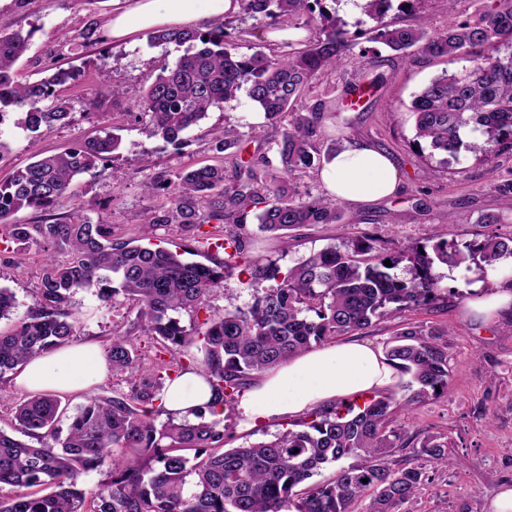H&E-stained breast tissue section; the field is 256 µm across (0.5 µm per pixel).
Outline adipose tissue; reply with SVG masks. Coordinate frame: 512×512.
<instances>
[{"instance_id": "adipose-tissue-1", "label": "adipose tissue", "mask_w": 512, "mask_h": 512, "mask_svg": "<svg viewBox=\"0 0 512 512\" xmlns=\"http://www.w3.org/2000/svg\"><path fill=\"white\" fill-rule=\"evenodd\" d=\"M113 3L115 11L105 35L115 42L164 27L211 26L240 11V0ZM319 179L331 199L359 205L392 195L400 188L398 173L387 155L362 140L348 142L325 160ZM498 279L500 289L466 301L467 317L489 323L512 309V262L503 264ZM107 370V360L96 344H68L29 359L12 374L10 383L31 393H75L95 386ZM397 376L382 349L347 341L301 353L261 374L239 409L251 424L273 416H296L393 387ZM212 400L205 378L189 371L167 384L160 403L171 416L190 421L196 408Z\"/></svg>"}]
</instances>
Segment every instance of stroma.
<instances>
[{
	"label": "stroma",
	"instance_id": "obj_1",
	"mask_svg": "<svg viewBox=\"0 0 512 512\" xmlns=\"http://www.w3.org/2000/svg\"><path fill=\"white\" fill-rule=\"evenodd\" d=\"M478 7V0H421L415 11L393 10L385 21L396 26L422 21L438 32L450 22L473 18ZM113 9V0H0V29H20L31 35L28 51L16 64L20 81L40 80L54 64L73 67L78 73L77 80L62 91L72 107L70 124L34 136L17 126L15 116L0 122V142L6 146L0 155V179L25 167L35 155L63 151L105 131L118 134L122 138L119 154L105 169L76 179L72 194L58 202L53 215L64 218L78 210L103 219L111 224L114 239L123 241L140 237L145 209L169 204V192L146 195L144 183L160 174L174 178L192 164L220 161L212 148V129L226 126L248 135L254 128L268 129L269 124L263 111L241 92L192 126L182 149L147 136L130 114L137 111V102L152 79L183 50L173 44L150 45L143 34L132 43H115L103 36L93 43L85 41V30L105 29ZM462 65L459 59L421 54L394 55L380 63L374 54L356 47L339 68L312 80L300 109L319 104L333 115L325 123L320 151H327L336 139L343 143L352 138L367 140L392 160L400 189L365 206L341 204V221L300 227L289 239L259 232L255 222H248L240 231L247 255L286 267L328 244L350 242L367 233L393 249L442 239L469 240L486 229L512 236L511 218L488 228L477 222L482 213L502 206L497 184L512 171L511 153L487 162L467 152L457 162L442 166L417 156L413 149L414 119L408 111L413 95L435 76ZM103 68L124 93L92 109L88 100ZM367 82L372 88L363 98L350 96L352 86ZM44 250V245L36 243L20 250L7 227L0 226V287L10 289L16 298L13 314L0 321V329H11L26 317L39 284ZM435 272L439 300L380 320L361 339L385 348L409 326L448 330L451 385L447 393L422 398L410 413L398 415L407 445L394 454L392 463L397 468L419 467L428 475L418 491L415 512H487L489 499L502 486L512 485V311L501 315L491 328H481L465 317L463 306L476 294L495 291L498 281L463 266L439 264ZM260 288L239 263L229 262L223 285L210 296L211 314L246 308ZM72 305L79 319L78 340L92 338L103 345L113 335L128 331L138 310L137 302L121 295L102 303L92 288L77 291ZM132 385L130 376L109 373L90 392L62 395L59 431H67L71 416L87 396L112 397L128 392ZM226 423L224 446L229 449L268 439L284 430L287 420L273 417L251 427L236 410ZM432 437L448 440L453 452L465 457V467L448 471L430 462L420 445Z\"/></svg>",
	"mask_w": 512,
	"mask_h": 512
}]
</instances>
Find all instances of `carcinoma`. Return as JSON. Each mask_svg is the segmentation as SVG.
Returning a JSON list of instances; mask_svg holds the SVG:
<instances>
[{
  "mask_svg": "<svg viewBox=\"0 0 512 512\" xmlns=\"http://www.w3.org/2000/svg\"><path fill=\"white\" fill-rule=\"evenodd\" d=\"M325 0H241V12L276 29L297 28L316 12L321 28L303 49L269 55L237 51L227 24L201 29L161 28L148 33L154 45L174 44L185 51L149 84L138 111L128 113L145 125L149 136L173 146L183 133L212 109L244 90L272 126L279 167L255 188L254 169L270 168L263 153L242 157L245 139L224 128L213 131L214 149L235 157L238 181L225 182L224 165H190L170 183L157 176L146 191L172 189L170 206L151 210L144 235L158 224H181L193 230L204 224L245 226L255 213L261 232L287 234L307 224L341 220L328 197L301 195L292 182L297 172L320 166L317 141L321 112L294 108L319 72L340 64L354 45L345 23L323 7ZM393 0H366L364 12L376 20L369 41L404 57L418 52L432 57L463 58L470 65L434 78L414 95L417 147L428 158L448 164L463 152L488 160L512 149V0H496L478 10L473 20L451 23L431 32L424 25L393 27L382 22ZM31 33L0 30V122L18 113L27 131L68 123L73 115L62 87L76 80L69 68L31 83H21L15 65L29 49ZM293 114L291 122L282 120ZM121 141L107 132L63 152L43 155L0 181V224L10 225L16 243L41 240L48 255L40 271L34 304L24 320L0 333V376L30 358L64 346L77 336L71 299L80 289L95 287L108 302L122 293L140 302L133 331L150 336L169 354L164 369L206 376L215 400L232 405L252 376L277 367L338 336L356 335L373 323L406 309L430 304L437 296L435 263H474L484 274L495 273L512 258V237L487 233L464 242L440 240L388 252L363 236L335 243L285 268L270 261L244 259V270L256 281L272 285L254 295L245 309L226 310L200 327L181 324L182 311L199 312L224 282L227 263L189 261L163 247L112 240V225L76 211L41 224H14L22 209L50 210L70 193L76 177L90 173L119 149ZM215 248L232 247L228 259L244 254L235 232L215 238ZM390 265H385V260ZM409 276L400 277L401 264ZM446 331L408 327L391 342L386 357L408 377L402 400L375 393L363 404L323 407L312 411L298 428L273 438L216 452L224 446V419L214 418L209 404L188 420L156 426L149 405L164 385L160 370L141 362L131 333L112 337L105 356L112 371L136 377L123 397L90 396L71 418L66 436L55 430L62 413L52 394L30 396L16 407L18 429L33 442L0 429V485L18 488L14 498L0 499V512H353L364 495L366 512H410L420 486L428 480L415 467L394 468L389 457L405 447L402 429L393 426L395 411H409L418 399L448 392ZM213 416L205 420L204 415ZM421 448L434 463L463 466L461 458L440 438H427ZM194 451L193 456L183 454ZM358 461L342 468L330 482H314L321 469L344 458ZM108 466L109 480L93 489L80 486V475ZM194 475L191 492L186 478ZM305 485L301 491L300 485Z\"/></svg>",
  "mask_w": 512,
  "mask_h": 512,
  "instance_id": "obj_1",
  "label": "carcinoma"
}]
</instances>
